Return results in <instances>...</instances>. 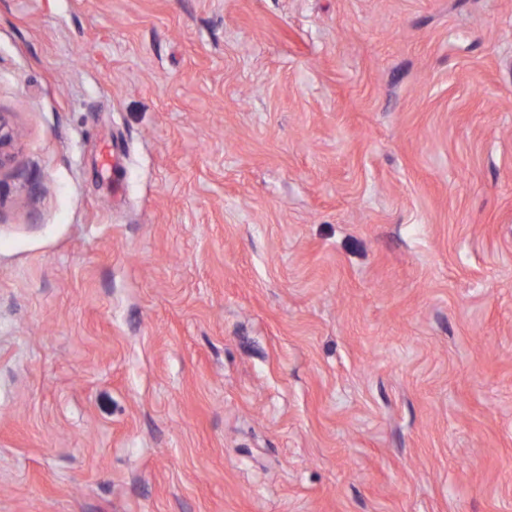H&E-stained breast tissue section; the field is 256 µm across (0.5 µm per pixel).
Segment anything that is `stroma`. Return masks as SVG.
Listing matches in <instances>:
<instances>
[{"instance_id": "stroma-1", "label": "stroma", "mask_w": 512, "mask_h": 512, "mask_svg": "<svg viewBox=\"0 0 512 512\" xmlns=\"http://www.w3.org/2000/svg\"><path fill=\"white\" fill-rule=\"evenodd\" d=\"M0 512H512V0H0ZM18 138V130L3 113H0V169L9 160V149Z\"/></svg>"}]
</instances>
